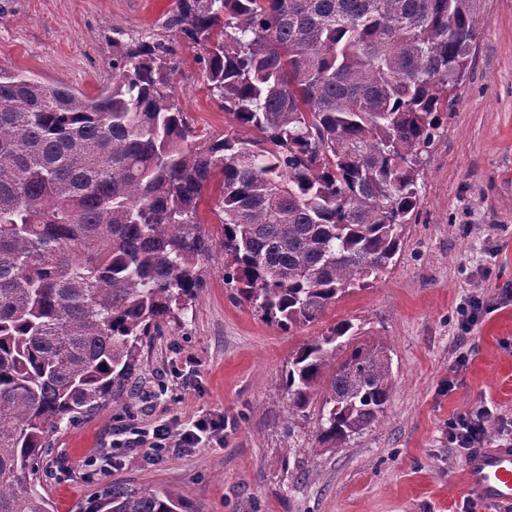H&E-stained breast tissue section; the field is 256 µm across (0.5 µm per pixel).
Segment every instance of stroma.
Masks as SVG:
<instances>
[{
    "instance_id": "1",
    "label": "stroma",
    "mask_w": 512,
    "mask_h": 512,
    "mask_svg": "<svg viewBox=\"0 0 512 512\" xmlns=\"http://www.w3.org/2000/svg\"><path fill=\"white\" fill-rule=\"evenodd\" d=\"M172 0H0V66L84 94L111 84L112 37L154 28ZM479 36L460 98L423 156L419 205L396 263L292 332L267 323L224 283V256L180 322L144 344L136 379L93 416L62 426L34 492L51 512H93L106 490H171L191 512H505L471 500L448 439L457 416L487 410L489 440L512 433V0H474ZM175 93L206 132L232 127L196 48L175 33ZM474 304L469 330L459 305ZM390 349L394 385L378 423L319 447L316 411L289 417L284 371L303 342L340 321ZM208 415L224 432L158 464L130 455L81 465L126 427Z\"/></svg>"
}]
</instances>
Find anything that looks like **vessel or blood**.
I'll list each match as a JSON object with an SVG mask.
<instances>
[{"label":"vessel or blood","mask_w":512,"mask_h":512,"mask_svg":"<svg viewBox=\"0 0 512 512\" xmlns=\"http://www.w3.org/2000/svg\"><path fill=\"white\" fill-rule=\"evenodd\" d=\"M462 482L471 496L502 506L512 505V448H476L466 457Z\"/></svg>","instance_id":"1"}]
</instances>
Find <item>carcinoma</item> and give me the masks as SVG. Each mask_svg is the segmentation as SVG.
I'll use <instances>...</instances> for the list:
<instances>
[{
    "label": "carcinoma",
    "instance_id": "cac0c4a2",
    "mask_svg": "<svg viewBox=\"0 0 512 512\" xmlns=\"http://www.w3.org/2000/svg\"><path fill=\"white\" fill-rule=\"evenodd\" d=\"M163 32L112 40L88 96L0 66V512L31 493L51 434L118 398L143 343L224 281L284 331L308 327L402 250L419 159L464 81L473 0H173ZM251 137L202 133L166 32ZM216 193L220 238L199 219ZM349 321L303 342L288 417L340 448L385 416L391 362ZM97 512H184L114 485Z\"/></svg>",
    "mask_w": 512,
    "mask_h": 512
}]
</instances>
